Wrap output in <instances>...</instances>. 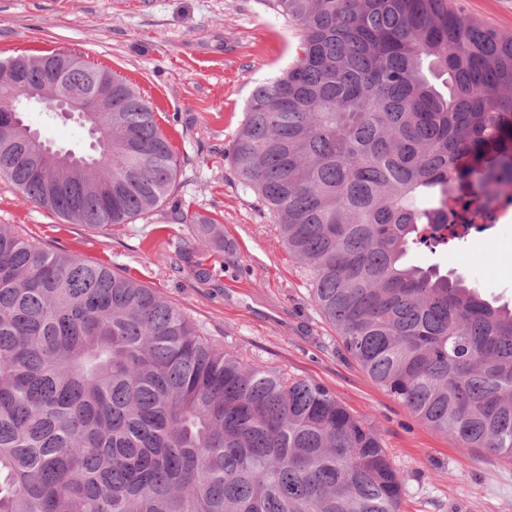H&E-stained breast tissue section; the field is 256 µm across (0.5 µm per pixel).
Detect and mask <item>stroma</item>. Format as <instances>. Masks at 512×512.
Masks as SVG:
<instances>
[{"mask_svg":"<svg viewBox=\"0 0 512 512\" xmlns=\"http://www.w3.org/2000/svg\"><path fill=\"white\" fill-rule=\"evenodd\" d=\"M453 5L512 35V0ZM295 46L292 24L263 0H0L1 59L60 51L110 69L153 105L179 160L167 199L132 223L72 224L0 179V224L46 249L109 264L252 363L327 387L375 429L405 475L401 512H512V457L460 451L371 379L313 305L302 269L238 179L231 145L248 98L287 68ZM27 120L54 148L90 143L76 120L42 110ZM178 205L221 221L223 248L202 244L195 253L207 280L173 263L192 235L190 225L170 221ZM406 261L439 267L512 306V211L447 251L415 248Z\"/></svg>","mask_w":512,"mask_h":512,"instance_id":"1","label":"stroma"}]
</instances>
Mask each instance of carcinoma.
Listing matches in <instances>:
<instances>
[{
    "label": "carcinoma",
    "mask_w": 512,
    "mask_h": 512,
    "mask_svg": "<svg viewBox=\"0 0 512 512\" xmlns=\"http://www.w3.org/2000/svg\"><path fill=\"white\" fill-rule=\"evenodd\" d=\"M293 61L258 85L231 153L311 300L368 375L464 450L512 456V308L411 246L512 200V36L451 0H264ZM0 177L98 229L150 214L178 160L129 83L78 59L88 102L112 80L89 170L36 171L3 108ZM196 240L217 220L177 210ZM404 476L325 386L248 362L140 281L0 225V512H400Z\"/></svg>",
    "instance_id": "obj_1"
}]
</instances>
